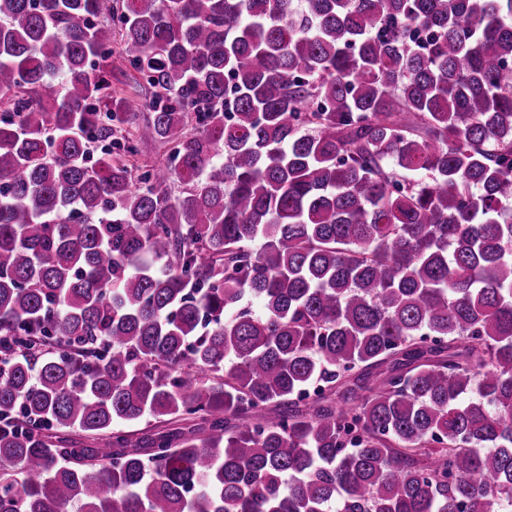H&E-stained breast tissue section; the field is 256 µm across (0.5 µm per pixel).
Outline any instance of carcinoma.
Wrapping results in <instances>:
<instances>
[{"instance_id":"cac0c4a2","label":"carcinoma","mask_w":512,"mask_h":512,"mask_svg":"<svg viewBox=\"0 0 512 512\" xmlns=\"http://www.w3.org/2000/svg\"><path fill=\"white\" fill-rule=\"evenodd\" d=\"M0 336V512H504L512 0H0ZM139 75L120 57L117 51L112 55V92L120 96L138 94ZM167 147L159 143H143L137 147V153L127 157L134 167L158 165L165 162ZM168 416H151L147 415L141 421L129 425L128 430L136 431L137 437H142L143 433H149L155 430H177L180 429L183 432H188L194 428V422L188 420H176L169 419ZM44 435L61 448H92L95 446L92 435L77 428L60 429L49 428L43 431Z\"/></svg>"}]
</instances>
